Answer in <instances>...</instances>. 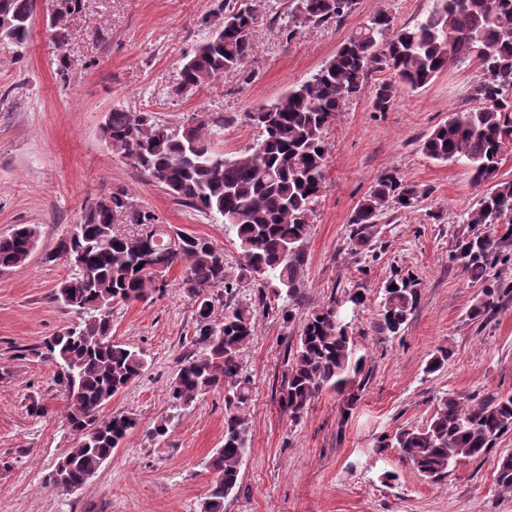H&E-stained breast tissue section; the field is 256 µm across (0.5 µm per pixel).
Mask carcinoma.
Wrapping results in <instances>:
<instances>
[{"label": "carcinoma", "instance_id": "cac0c4a2", "mask_svg": "<svg viewBox=\"0 0 512 512\" xmlns=\"http://www.w3.org/2000/svg\"><path fill=\"white\" fill-rule=\"evenodd\" d=\"M51 28L61 50L57 74L64 79L71 66L64 52L67 23L81 12L83 0H53ZM353 0H291L288 32L309 23L340 19ZM37 0H0V20L9 27L5 39L23 45ZM255 16L244 7L230 8L215 30L187 57L175 93L189 96L236 70L253 55ZM476 63L484 78L476 96L483 104L451 112L425 140L423 151L442 162L467 166L471 182L483 189L467 213L471 232L457 238L450 254L468 282L482 288L472 309L477 319L494 309L500 293H512V281L492 270L512 267V179L500 177L505 152L512 149V0H431L425 16L412 25L394 26L379 12L352 33L333 58L310 77L292 84L275 101L248 114L261 134L246 151L228 155L215 148L223 119H201L172 129L149 119L146 112L114 107L103 132L113 149L152 184L189 207L228 226L239 243L242 270L266 281L276 295L292 296L299 271V251L312 223L314 204L325 185L326 130L336 113L366 88L368 72L385 68L392 78L373 90V107L384 112L398 89L427 86L455 63ZM417 187L392 173L381 175L350 220V237L359 245L371 241L384 209H409L418 201ZM102 202L83 208L74 232L66 233L46 261L64 258L73 274L61 281L55 299L79 316V322L45 339L40 356L55 368L54 381L68 403L67 422L77 435L75 445L48 473L49 486L69 490L95 474L134 428L124 414H103L112 397L137 380L146 368L142 352L112 338V305L148 299L158 291L157 273L184 266L182 288L196 303L202 351L181 362L167 392L173 408L192 405L216 387L227 392L224 444L210 468L214 480L200 512H224V499L236 487L239 467L248 448L244 406L251 397L249 382L240 376L238 355L253 334L245 307H227L224 319L212 322L207 293L222 288L231 294L234 281L224 263V250L211 239L151 223L149 214L134 220L151 228L147 236L115 230L114 219L127 210L122 190L101 195ZM36 228L20 224L0 236V270L23 265L37 244ZM396 288H390V285ZM418 282L395 275L385 286L379 325L397 335L415 310ZM347 324L338 322L336 307L310 313L295 351L287 361L280 405L297 420L324 391L342 393L362 372ZM512 431V394L446 393L421 427H407L380 440L397 448L423 478L448 476L452 463L476 460L495 441ZM497 482L512 491V453L500 456Z\"/></svg>", "mask_w": 512, "mask_h": 512}]
</instances>
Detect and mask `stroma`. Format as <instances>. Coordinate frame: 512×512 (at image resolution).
<instances>
[{"label":"stroma","instance_id":"stroma-1","mask_svg":"<svg viewBox=\"0 0 512 512\" xmlns=\"http://www.w3.org/2000/svg\"><path fill=\"white\" fill-rule=\"evenodd\" d=\"M243 4L255 16L251 59L193 95H177L185 56L221 21L226 6ZM288 4L84 0L68 22L72 66L64 82L46 23L48 0H38L26 44L0 42V236L20 224L34 225L39 234L23 266L0 271V512H200L213 480L208 462L224 443L223 389L177 413L167 396L180 363L201 350L196 306L176 265L157 276L164 291L112 309L113 338L148 361L106 407L135 420L127 444L75 491L45 482L76 437L53 369L35 350L77 316L53 299L70 273L68 263L44 255L78 222L89 198L117 189L126 192L130 213H149L156 223L223 248L237 285L229 295L212 290L213 317L222 319L225 307L237 305L253 316L254 335L239 354L252 386L244 409L249 448L224 512H512V492L496 481L498 458L512 452V432L485 457L452 465L438 482L422 478L397 449L378 445L398 429L424 425L446 393H512V294L472 319L481 291L449 259L481 191L466 166L423 152L449 113L476 106L481 73L475 64L451 65L424 88L400 90L384 112L374 109L371 90L391 73L372 71L367 93L337 113L327 130L325 189L290 298L241 276L235 234L148 183L103 136L115 106L173 128L220 117L218 148L244 152L258 135L249 112L323 66L374 13L411 25L430 0H355L342 19L291 36L284 31ZM387 171L416 185L420 197L413 208L385 209L373 239L355 246L349 220ZM395 272L418 279L419 300L402 331L383 335L376 330L378 309ZM355 290L366 295L363 306L349 303ZM332 302L340 304L366 359L364 374L349 393L319 395L295 421L279 405L286 361L304 318ZM440 348L450 352L447 364L426 373ZM34 403L43 406L41 416L30 414ZM166 418L167 434L154 438L153 427Z\"/></svg>","mask_w":512,"mask_h":512}]
</instances>
